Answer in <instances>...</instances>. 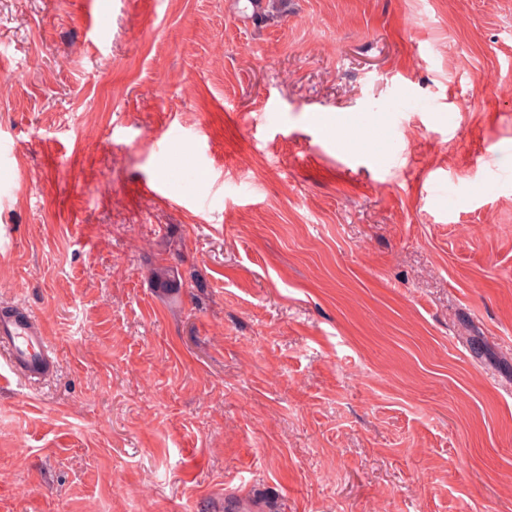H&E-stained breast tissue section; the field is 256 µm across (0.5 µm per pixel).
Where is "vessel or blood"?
Returning a JSON list of instances; mask_svg holds the SVG:
<instances>
[{
	"label": "vessel or blood",
	"mask_w": 512,
	"mask_h": 512,
	"mask_svg": "<svg viewBox=\"0 0 512 512\" xmlns=\"http://www.w3.org/2000/svg\"><path fill=\"white\" fill-rule=\"evenodd\" d=\"M0 351L18 376L33 383L55 369L52 349L37 317L29 311H0Z\"/></svg>",
	"instance_id": "b4317fda"
}]
</instances>
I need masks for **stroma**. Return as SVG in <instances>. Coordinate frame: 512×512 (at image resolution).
I'll list each match as a JSON object with an SVG mask.
<instances>
[{
	"label": "stroma",
	"instance_id": "1",
	"mask_svg": "<svg viewBox=\"0 0 512 512\" xmlns=\"http://www.w3.org/2000/svg\"><path fill=\"white\" fill-rule=\"evenodd\" d=\"M0 146V512H512V0H0ZM0 350L11 369L31 383L41 381L55 369L52 349L31 311H0Z\"/></svg>",
	"mask_w": 512,
	"mask_h": 512
}]
</instances>
